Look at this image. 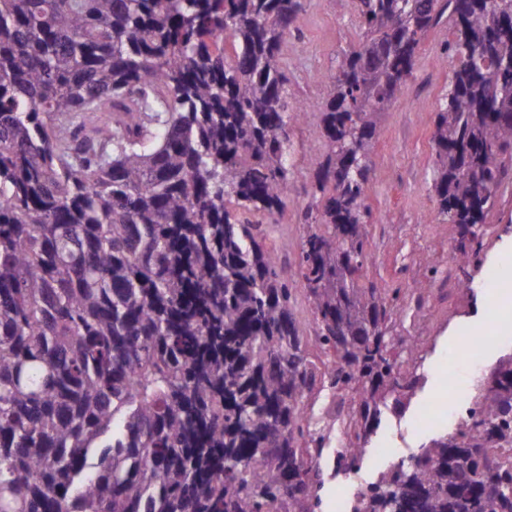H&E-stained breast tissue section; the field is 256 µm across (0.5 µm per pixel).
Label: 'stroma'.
Listing matches in <instances>:
<instances>
[{"mask_svg":"<svg viewBox=\"0 0 512 512\" xmlns=\"http://www.w3.org/2000/svg\"><path fill=\"white\" fill-rule=\"evenodd\" d=\"M448 21L423 40L413 72L391 107L378 118L379 134L371 155L372 178L366 204L374 222L365 279L382 288H423L432 305L430 315L417 316L401 308L396 333L422 343L424 382L402 413L385 418L371 437V447L390 442L396 457H408L431 439L444 434L451 412L444 395L460 388L464 369L449 370L448 355L481 326L497 327L499 335L482 356L495 365L512 352V315L490 318L489 289L482 283L496 269L499 289L512 290V182L496 193L494 208L484 218L490 228L481 267L470 269L471 289L447 294L449 283L462 275L455 258V229L443 220L432 184V140L436 111L448 87L453 61L442 47ZM360 31L351 0H303L299 27L283 47L288 94L305 113L290 128L288 198L275 221L260 217L267 242L282 254V266L294 270L300 242L308 225L320 219L316 174L329 152L321 135L322 104L330 79L345 53L358 46ZM387 459L372 455L361 470L325 484L323 512H336V499L355 485L372 481Z\"/></svg>","mask_w":512,"mask_h":512,"instance_id":"35a3bbf8","label":"stroma"}]
</instances>
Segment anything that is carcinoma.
I'll use <instances>...</instances> for the list:
<instances>
[{
    "label": "carcinoma",
    "instance_id": "cac0c4a2",
    "mask_svg": "<svg viewBox=\"0 0 512 512\" xmlns=\"http://www.w3.org/2000/svg\"><path fill=\"white\" fill-rule=\"evenodd\" d=\"M323 104L321 229L285 273L246 218L288 193L282 45L301 0H0V512H279L326 482L314 389L365 448L421 383L361 282L377 118L452 20L434 191L481 262L512 162V0H353ZM308 292L310 359L293 313ZM470 421L393 462L365 512H512V353Z\"/></svg>",
    "mask_w": 512,
    "mask_h": 512
}]
</instances>
